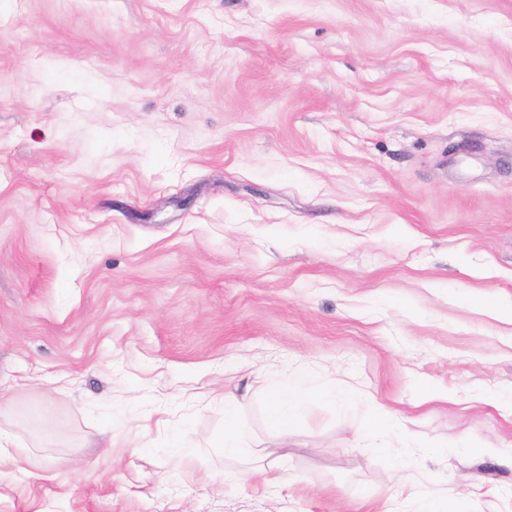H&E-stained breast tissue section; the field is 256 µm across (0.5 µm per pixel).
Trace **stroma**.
I'll return each instance as SVG.
<instances>
[{
  "label": "stroma",
  "mask_w": 512,
  "mask_h": 512,
  "mask_svg": "<svg viewBox=\"0 0 512 512\" xmlns=\"http://www.w3.org/2000/svg\"><path fill=\"white\" fill-rule=\"evenodd\" d=\"M510 298L512 0H0V512H512ZM370 403L373 407L376 429L362 425L353 429L354 440L367 448H391L409 437L405 422L391 420L388 410L367 393L352 384L322 383L310 370H300L285 382L274 385L269 405V420L278 448H288L290 426L302 413L317 404L331 405L339 412H348L359 405ZM224 457L233 459H250L258 456L256 450L235 428L224 431Z\"/></svg>",
  "instance_id": "stroma-1"
}]
</instances>
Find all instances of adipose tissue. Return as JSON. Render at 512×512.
I'll return each mask as SVG.
<instances>
[{
    "label": "adipose tissue",
    "instance_id": "obj_1",
    "mask_svg": "<svg viewBox=\"0 0 512 512\" xmlns=\"http://www.w3.org/2000/svg\"><path fill=\"white\" fill-rule=\"evenodd\" d=\"M372 404L369 394L344 382L324 384L309 370L296 372L287 381L276 383L269 405L270 426L276 436L278 447H288L290 426L302 413L312 406L327 404L340 412H347L364 404ZM375 425L367 428L357 426L353 430L356 442L368 448H389L405 441L409 436L405 422L393 420L388 410L380 404H372Z\"/></svg>",
    "mask_w": 512,
    "mask_h": 512
}]
</instances>
